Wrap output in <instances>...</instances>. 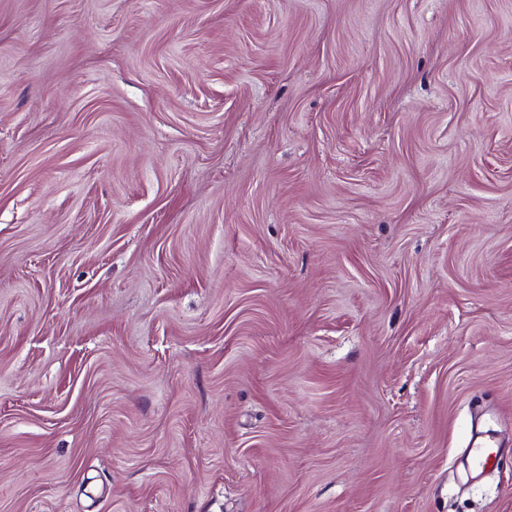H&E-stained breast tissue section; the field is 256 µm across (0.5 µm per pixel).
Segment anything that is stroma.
Listing matches in <instances>:
<instances>
[{
  "label": "stroma",
  "mask_w": 512,
  "mask_h": 512,
  "mask_svg": "<svg viewBox=\"0 0 512 512\" xmlns=\"http://www.w3.org/2000/svg\"><path fill=\"white\" fill-rule=\"evenodd\" d=\"M0 512H512V0H0Z\"/></svg>",
  "instance_id": "35a3bbf8"
}]
</instances>
